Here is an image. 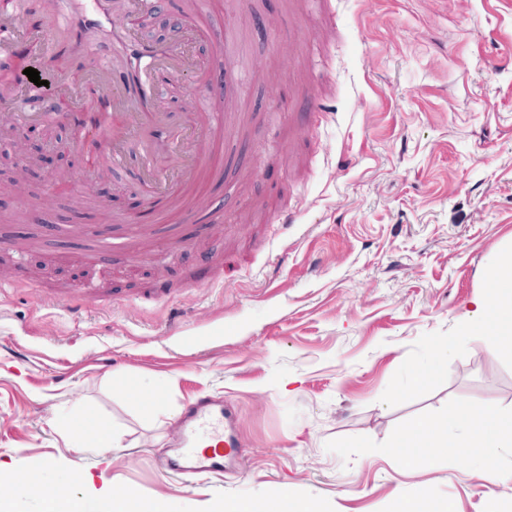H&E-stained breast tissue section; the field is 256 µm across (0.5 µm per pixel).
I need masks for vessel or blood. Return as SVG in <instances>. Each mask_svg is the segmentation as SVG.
Instances as JSON below:
<instances>
[{
	"label": "vessel or blood",
	"instance_id": "1",
	"mask_svg": "<svg viewBox=\"0 0 512 512\" xmlns=\"http://www.w3.org/2000/svg\"><path fill=\"white\" fill-rule=\"evenodd\" d=\"M213 6V0H197L185 15L187 25L205 39L215 35L210 22ZM71 8L75 25L92 23L104 34H111L108 10H89L87 0H72ZM27 34V17L16 0H0V55L13 54ZM112 59L93 90L97 98L111 101V111L98 113L94 123L74 129L77 144L101 133L108 136L104 153L86 157L84 172L93 178L114 170L126 172L146 197L161 205L160 223L155 227L159 245L169 251L181 249L186 239L172 235L166 222L181 210L187 187L221 171L213 147L222 140L225 115L207 98L198 99L194 112L182 119L150 108V75L160 70L174 77L187 67L179 41L153 48L123 36L112 45ZM244 82L234 61L225 59L224 93L228 99H235ZM84 99L79 84L63 81L49 92L29 81L18 100L19 118L27 121L56 114ZM235 421L234 407L208 395L197 397L185 407L178 434L167 453L157 458V465L175 475L198 478L223 470L225 458L239 452L231 436Z\"/></svg>",
	"mask_w": 512,
	"mask_h": 512
}]
</instances>
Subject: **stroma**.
Here are the masks:
<instances>
[{
  "mask_svg": "<svg viewBox=\"0 0 512 512\" xmlns=\"http://www.w3.org/2000/svg\"><path fill=\"white\" fill-rule=\"evenodd\" d=\"M21 6L30 35L0 58V80L21 90L13 71L25 63L53 86L91 83L65 0ZM126 10L112 0L117 23ZM183 15L160 0L128 22L155 43ZM211 22L229 43L181 30L194 64L163 84L165 111L190 112L222 83L228 48L250 86L211 187L224 221L201 234L179 225L191 244L174 256L157 261L147 237L137 261L87 275L82 228L121 237L138 185L87 179L78 149L74 196L46 206L54 165L0 136V236L37 220L79 228L0 266V488L32 475L83 502L95 485L173 512L286 494L324 512H388L419 494L455 512H512V490L473 459L441 451L407 467L389 449L394 431L459 401L512 412V352L459 333L492 261L512 249V0H231ZM273 200L293 213L288 227L268 225ZM88 282L106 303L54 307ZM158 288L170 291L160 302ZM417 369L435 376L412 389ZM123 386L160 393V410ZM203 393L239 409L243 465L189 481L154 459ZM79 416L111 428L110 454L73 447ZM84 473L92 485L75 482Z\"/></svg>",
  "mask_w": 512,
  "mask_h": 512,
  "instance_id": "obj_1",
  "label": "stroma"
}]
</instances>
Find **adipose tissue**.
<instances>
[{
	"mask_svg": "<svg viewBox=\"0 0 512 512\" xmlns=\"http://www.w3.org/2000/svg\"><path fill=\"white\" fill-rule=\"evenodd\" d=\"M486 280L487 292L472 300L470 329L492 345L512 349V252L493 263ZM392 448L408 466L425 462V449L445 448L479 460L483 477L512 482V471L505 473L496 466L499 457L512 456V413H503L492 403L478 410L458 403L448 414L395 432Z\"/></svg>",
	"mask_w": 512,
	"mask_h": 512,
	"instance_id": "obj_1",
	"label": "adipose tissue"
}]
</instances>
